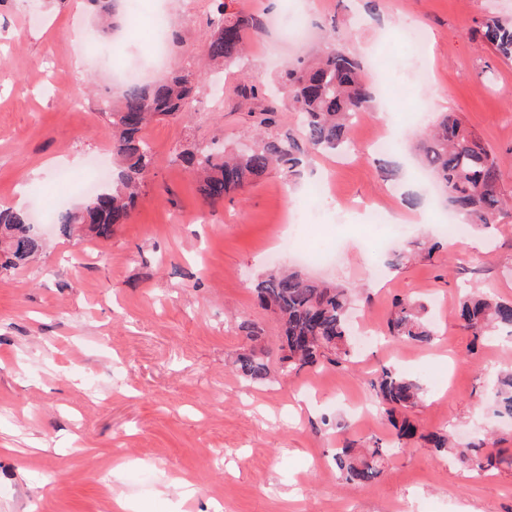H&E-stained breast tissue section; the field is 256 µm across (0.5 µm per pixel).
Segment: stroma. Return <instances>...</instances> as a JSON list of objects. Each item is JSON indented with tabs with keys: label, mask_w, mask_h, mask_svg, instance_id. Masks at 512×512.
Instances as JSON below:
<instances>
[{
	"label": "stroma",
	"mask_w": 512,
	"mask_h": 512,
	"mask_svg": "<svg viewBox=\"0 0 512 512\" xmlns=\"http://www.w3.org/2000/svg\"><path fill=\"white\" fill-rule=\"evenodd\" d=\"M263 16L246 57L224 69L214 97L206 56L214 0H139L138 20L120 34L127 66L152 55L150 29L165 13L174 43L157 76L184 69L198 76L197 109L187 118L151 123L143 136L158 159L136 210L111 238L61 235L44 224V249L0 274V512H106L109 492L136 512H512V471L478 478L458 461L413 441L392 456L369 486L343 483L331 456L346 442L389 443L393 429L371 406L373 372L391 365L419 380L424 403L413 417L459 447L491 437L512 454V422L483 409L499 375L512 368V335L474 340L456 310L467 292L512 299V215L487 233L452 240L438 227L442 205L414 176L409 147L422 132L407 115L451 113L492 148L512 196V62L478 48L469 27L483 15L512 18V0H233ZM94 30L90 0H0V204L26 211L77 210L84 196L59 197L51 159L111 156L112 130L100 98L119 103L111 62L74 44V25ZM418 27L425 54L401 56L392 73L407 92L376 95L355 130L351 156H313L297 181L270 169L210 208L175 154L212 140L245 150L253 140L245 85L275 83L283 64L314 58L329 35L358 56L364 78L378 84L377 60L398 36ZM79 101L71 110L67 101ZM403 144L382 156L366 141L381 133ZM399 165L389 177L381 166ZM337 196L319 208L314 243L336 259L287 263L319 281L353 288L360 319L379 342L360 346L348 367L278 373L280 326L255 297L273 267L278 238L297 232L296 206L315 185ZM377 200L403 217L408 236L436 242L431 258L386 265L390 233L354 212ZM428 304L438 331L433 347L385 341L394 298ZM261 331L273 373L248 382L238 352L252 347L239 320ZM330 417L332 425L321 422ZM190 477L183 488L177 476Z\"/></svg>",
	"instance_id": "obj_1"
}]
</instances>
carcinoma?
<instances>
[{"instance_id": "carcinoma-1", "label": "carcinoma", "mask_w": 512, "mask_h": 512, "mask_svg": "<svg viewBox=\"0 0 512 512\" xmlns=\"http://www.w3.org/2000/svg\"><path fill=\"white\" fill-rule=\"evenodd\" d=\"M217 3L213 31L207 40V55L216 63L232 65L243 56L251 31L263 27L255 14L227 11L224 0ZM478 34L483 45L505 60L512 59V20L491 17L482 21ZM197 85L189 71L170 74L152 86L130 83L123 90L120 106L105 107L112 125V156L120 165L119 183L112 191L97 192L78 211H64L56 223L63 235L72 225H88V233L108 239L126 223L141 195V185L152 173L155 154L142 136L156 116H174L190 111ZM288 106L300 116L299 134L269 136L253 149L230 154L224 147L208 151L185 148L173 161L194 172L205 203L216 208L229 194L257 181L274 166L293 178L301 172L304 159L312 152L336 151L349 141L352 116L367 110L371 92L362 76L361 65L344 47L326 48L315 62L299 59L287 64L279 75ZM421 165L443 190L446 202L466 228H486L512 209L500 194L505 174L493 152L486 148L454 115L445 114L437 125L426 130L416 145ZM0 238L9 257L0 269L13 268L39 254L43 239L25 213L0 211ZM434 247H411L395 251L389 265L397 267L418 255L431 257ZM261 305L271 309L282 326L279 361L281 371L290 374L320 363L348 364L355 352L349 321L351 292L347 288L320 284L298 270L271 272L256 285ZM426 304L415 296H405L392 304L388 330L393 340L432 346L437 333L428 319ZM462 326L474 338L494 332H512V301L495 296L472 294L459 304ZM235 366L248 381L271 377L268 352L250 348L238 353ZM375 401L384 408L395 430L390 448L374 441L364 448L348 443L332 455V463L342 479L352 485L367 486L381 473L386 454L398 453L417 436L438 452H448V434L418 433L410 420L425 390L414 378L382 366L371 381ZM489 410L494 416L512 420V372L501 375L491 392ZM462 465L475 477L492 469L512 470V456L504 450L483 445L456 452Z\"/></svg>"}]
</instances>
